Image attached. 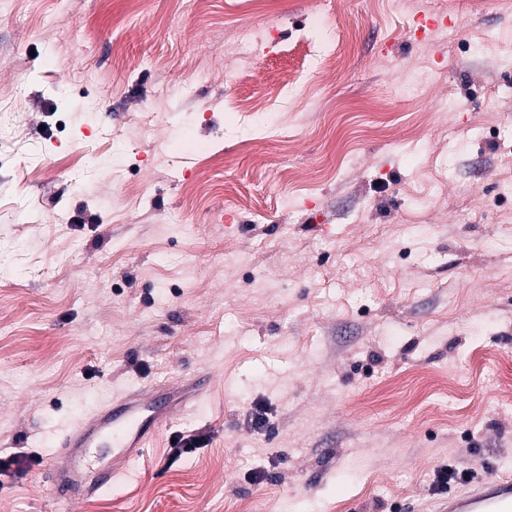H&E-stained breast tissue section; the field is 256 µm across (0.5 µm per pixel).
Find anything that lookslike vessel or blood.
<instances>
[{
	"label": "vessel or blood",
	"instance_id": "b4317fda",
	"mask_svg": "<svg viewBox=\"0 0 512 512\" xmlns=\"http://www.w3.org/2000/svg\"><path fill=\"white\" fill-rule=\"evenodd\" d=\"M178 408L170 393L152 389L127 392L96 408L66 434L63 456L44 462L54 486L52 512H74L80 497L111 486L116 476L111 461L130 457L134 449L144 447L155 434L167 429ZM88 448L100 449L110 463L86 484L81 464ZM438 512H512V475H488L465 492L448 495Z\"/></svg>",
	"mask_w": 512,
	"mask_h": 512
}]
</instances>
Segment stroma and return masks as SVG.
<instances>
[{"label":"stroma","mask_w":512,"mask_h":512,"mask_svg":"<svg viewBox=\"0 0 512 512\" xmlns=\"http://www.w3.org/2000/svg\"><path fill=\"white\" fill-rule=\"evenodd\" d=\"M392 2L0 0V456L33 459L0 512H50L93 409L199 374L78 512H434L440 468L512 472V8ZM319 33L339 68L244 120Z\"/></svg>","instance_id":"stroma-1"}]
</instances>
